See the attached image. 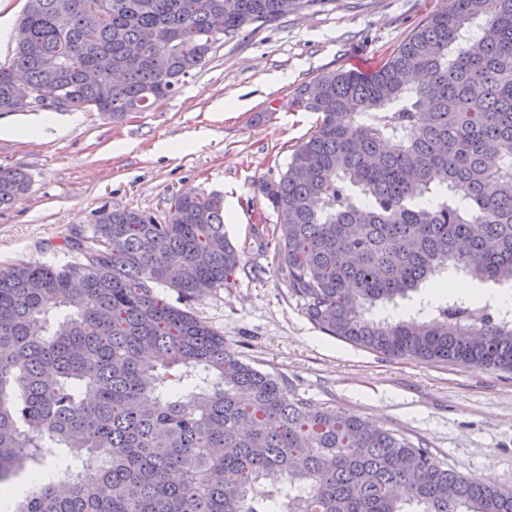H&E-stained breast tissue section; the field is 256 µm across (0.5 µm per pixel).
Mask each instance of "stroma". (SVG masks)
<instances>
[{
	"label": "stroma",
	"instance_id": "35a3bbf8",
	"mask_svg": "<svg viewBox=\"0 0 512 512\" xmlns=\"http://www.w3.org/2000/svg\"><path fill=\"white\" fill-rule=\"evenodd\" d=\"M444 0H330L225 41L181 91L121 120L35 103L0 127L43 117L39 140L0 138V167L31 178L0 209V264L88 230L102 207L162 215L186 189L224 197V233L240 255L229 287L191 302L243 361L284 379L310 407L359 415L424 444L460 475L512 488V373L394 359L320 330L289 288L276 214L260 190L285 171L318 115L288 103L332 70L374 71Z\"/></svg>",
	"mask_w": 512,
	"mask_h": 512
}]
</instances>
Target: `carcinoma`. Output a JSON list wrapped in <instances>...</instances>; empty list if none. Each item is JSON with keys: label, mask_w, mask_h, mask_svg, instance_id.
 <instances>
[{"label": "carcinoma", "mask_w": 512, "mask_h": 512, "mask_svg": "<svg viewBox=\"0 0 512 512\" xmlns=\"http://www.w3.org/2000/svg\"><path fill=\"white\" fill-rule=\"evenodd\" d=\"M227 2L26 0L0 112L17 111L19 81L58 107L145 112L224 41L325 0ZM313 86L290 106L319 113L317 129L261 186L310 319L391 358L512 372V313L463 296L372 315L444 273L512 287V0H448L373 72ZM29 182L0 169V208ZM46 250L56 260L0 266V485L86 455L99 475L35 483L16 512H512V489L289 396L193 313L240 263L218 195L175 194L162 221L104 207Z\"/></svg>", "instance_id": "obj_1"}]
</instances>
